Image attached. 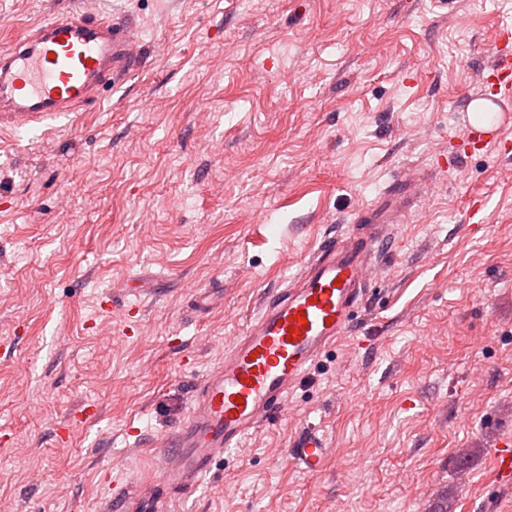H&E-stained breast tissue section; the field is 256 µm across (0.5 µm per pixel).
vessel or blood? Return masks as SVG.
<instances>
[{
  "label": "vessel or blood",
  "mask_w": 512,
  "mask_h": 512,
  "mask_svg": "<svg viewBox=\"0 0 512 512\" xmlns=\"http://www.w3.org/2000/svg\"><path fill=\"white\" fill-rule=\"evenodd\" d=\"M139 26L132 19L96 18L76 10L43 21L0 52V130L66 126L73 114L119 86L138 67L133 46ZM485 67V92L512 99V29L500 28ZM416 195L408 182L360 214L361 237L325 238L296 282L272 295L224 355L221 367L198 383L187 417L176 431L161 483L184 493L207 474L217 457L239 447L283 412L288 397L312 365L354 325L373 278L372 266L388 224L407 211ZM306 326L290 333L292 317ZM304 472L320 473L329 457L327 438L315 428L288 450ZM497 483L512 484V443L492 451ZM168 499L142 492L119 504L120 512H169Z\"/></svg>",
  "instance_id": "vessel-or-blood-1"
}]
</instances>
